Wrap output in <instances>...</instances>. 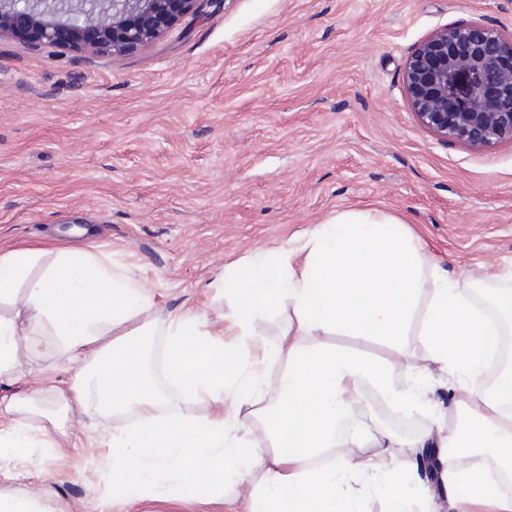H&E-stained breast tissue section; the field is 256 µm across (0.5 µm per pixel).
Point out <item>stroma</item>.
<instances>
[{"label": "stroma", "instance_id": "35a3bbf8", "mask_svg": "<svg viewBox=\"0 0 512 512\" xmlns=\"http://www.w3.org/2000/svg\"><path fill=\"white\" fill-rule=\"evenodd\" d=\"M478 22L512 35V0H208L193 24L112 56L0 37V241L89 247L152 288L166 316L233 303L211 288L233 263L347 210L402 218L426 257L512 288V141L475 149L424 130L405 67L432 32ZM89 227L70 236L73 222ZM353 427L413 438L366 392ZM37 422L92 439L57 464L38 448L0 490L41 489L59 512H243L247 488L190 503L112 501L106 462L126 414Z\"/></svg>", "mask_w": 512, "mask_h": 512}]
</instances>
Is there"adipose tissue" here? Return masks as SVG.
Wrapping results in <instances>:
<instances>
[{
	"instance_id": "ef3b65f1",
	"label": "adipose tissue",
	"mask_w": 512,
	"mask_h": 512,
	"mask_svg": "<svg viewBox=\"0 0 512 512\" xmlns=\"http://www.w3.org/2000/svg\"><path fill=\"white\" fill-rule=\"evenodd\" d=\"M236 306L231 326L206 312L156 316L153 294L128 269L85 248L0 241V382H19L22 356H56L73 368L67 388H37L0 398V462L21 449L58 457L68 442L36 424L44 402L61 412L135 413L112 431L113 499L164 496L182 501L248 486L245 512H416L428 448L478 449L492 472L443 463L437 492L450 512L472 504L512 512L496 480L512 476V368L491 370L504 328L512 329V288L478 303L447 270L425 263L420 240L399 218L375 208L336 213L293 245L258 252L212 282ZM273 310L288 322L275 341L258 323ZM233 343H225V332ZM167 338V377L184 397L212 405L205 418H163L164 398L144 366L143 337ZM399 346L421 336L424 365L371 358L327 344L333 334ZM261 357V369L250 361ZM281 370L275 385L267 369ZM455 394L449 411L416 440L385 435L368 456L351 451L358 434L337 439L339 424L377 390L404 414L426 404L433 370ZM267 447L243 432L237 407L263 394ZM236 407L225 410V400ZM470 418L466 438L448 424ZM409 447L406 458L398 448Z\"/></svg>"
}]
</instances>
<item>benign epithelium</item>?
<instances>
[{"label":"benign epithelium","mask_w":512,"mask_h":512,"mask_svg":"<svg viewBox=\"0 0 512 512\" xmlns=\"http://www.w3.org/2000/svg\"><path fill=\"white\" fill-rule=\"evenodd\" d=\"M201 8V0H0V36L23 24L37 47L121 54ZM405 77L425 130L473 148L512 140V36L479 23L436 30L407 59Z\"/></svg>","instance_id":"7a95c632"}]
</instances>
